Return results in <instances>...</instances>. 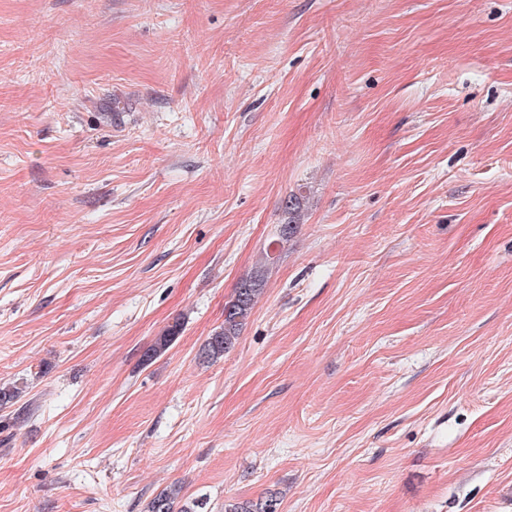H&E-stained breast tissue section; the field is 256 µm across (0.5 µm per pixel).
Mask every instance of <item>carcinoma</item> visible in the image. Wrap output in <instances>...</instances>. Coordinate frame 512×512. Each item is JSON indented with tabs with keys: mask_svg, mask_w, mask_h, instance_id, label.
<instances>
[{
	"mask_svg": "<svg viewBox=\"0 0 512 512\" xmlns=\"http://www.w3.org/2000/svg\"><path fill=\"white\" fill-rule=\"evenodd\" d=\"M271 256L264 261L248 277L243 279L234 295L224 304V322L208 336L201 348L200 356L206 359H219L230 349L240 335L241 328L250 316L258 297L264 290L266 266ZM182 330L180 323L169 326L162 336L144 353V360L150 361L167 350L178 338ZM180 487L172 486L154 496L146 505L144 512H199V503L194 501L175 508L179 498ZM278 499L268 498L256 504L234 505L227 512H278Z\"/></svg>",
	"mask_w": 512,
	"mask_h": 512,
	"instance_id": "cac0c4a2",
	"label": "carcinoma"
}]
</instances>
